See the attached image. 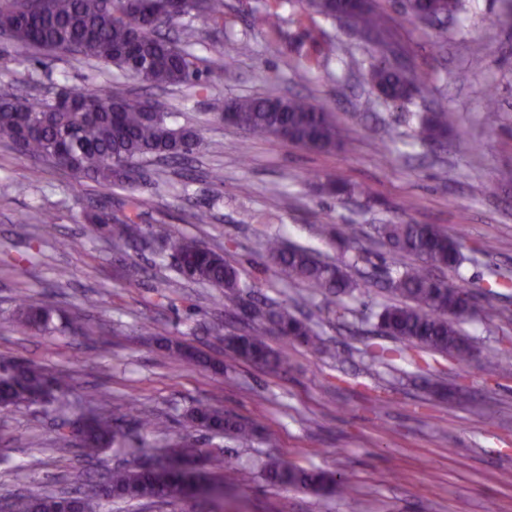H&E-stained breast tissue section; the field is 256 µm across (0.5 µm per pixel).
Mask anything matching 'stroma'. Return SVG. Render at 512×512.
I'll return each mask as SVG.
<instances>
[{
    "label": "stroma",
    "mask_w": 512,
    "mask_h": 512,
    "mask_svg": "<svg viewBox=\"0 0 512 512\" xmlns=\"http://www.w3.org/2000/svg\"><path fill=\"white\" fill-rule=\"evenodd\" d=\"M376 4L403 64L423 81L395 106L368 84L372 44L293 0H224L221 25L175 23L169 36L191 40L200 58L193 88H150L115 67L54 52L23 57L0 38V86L35 96L49 86L109 85L161 102L202 139L191 161L155 163L147 185L112 190L35 167L0 143V359L73 376L62 405L0 410V500L30 491L97 493L108 469L151 463L167 443L186 437L222 448L246 468L247 481L171 504L108 498L103 512H512V375L501 371L512 363V288L487 292L490 283L512 279V0H467L459 19L436 26L412 18L398 0ZM266 9L281 15L280 33L253 27V12ZM240 40L251 53L233 55ZM264 95L329 104L340 146L315 153L274 137L253 140L214 116L224 99ZM491 95L498 101L492 114L485 107ZM436 103L456 122L428 149L411 131ZM329 179L344 182L349 197L321 192ZM135 197L149 231L137 247L115 248L81 221L97 205L130 213ZM199 209L211 211L210 223L193 220ZM42 210L56 215L59 235L82 240L80 251L60 253L42 237L35 220ZM23 214L29 223H19ZM400 220L435 225L459 241L460 266L439 276L480 298L482 315L463 325L476 358L460 363L405 350L376 334L375 312L395 300L384 282L415 263L379 241L377 226ZM325 224L357 227L359 254L324 236ZM174 233L223 249L261 295L312 315L324 349L287 347L270 334L267 343L288 352L287 371L225 361L212 334L231 324L218 291L169 280ZM274 233L348 264L360 290L336 299L283 280L265 258ZM62 266L70 271L65 281L57 278ZM25 295L50 297L62 315H81L100 335L19 334L13 317ZM166 339L225 367L178 361L163 348ZM380 345L392 356L375 358ZM199 403L254 425L255 434L240 441L192 428L186 414ZM97 406L125 414L123 447L91 461L74 442L58 452V417L76 422ZM148 419L161 420L162 432L147 431ZM270 459L336 472L348 489L318 497L272 484L260 469Z\"/></svg>",
    "instance_id": "35a3bbf8"
}]
</instances>
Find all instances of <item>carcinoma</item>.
I'll return each mask as SVG.
<instances>
[{
	"label": "carcinoma",
	"instance_id": "obj_1",
	"mask_svg": "<svg viewBox=\"0 0 512 512\" xmlns=\"http://www.w3.org/2000/svg\"><path fill=\"white\" fill-rule=\"evenodd\" d=\"M167 0H0V34H6L20 48L31 51H66L86 60L110 64L127 75L151 86L193 87L201 77L198 57L186 45L162 34V29L182 18H205L215 23L224 19V0H176V9L158 22L152 15ZM432 19L454 18L464 9V0H433ZM311 15L335 21L347 3L343 0H302ZM281 18L276 12H256L252 25L279 32ZM351 26L360 31L386 33L385 19L372 0L359 6ZM369 80L373 88L383 87L390 99L401 103L412 97L411 88L419 87L415 76L380 62L371 65ZM273 96L237 98L236 112L229 123L250 139L278 136L286 131L290 141L310 150L326 151L336 147L337 130L331 110L300 96L286 98V105L274 109ZM173 113L159 103L138 95L124 94L104 86L95 92L59 90L36 102L20 99L11 89H0V141L15 146L34 162L67 169L81 178L110 189L114 186L141 185L142 166L150 157L172 162L184 160L201 147L199 132L172 121ZM454 124V114L446 109L428 112L414 129L413 139L421 146L438 143ZM138 214L114 218L105 209L88 213L85 220L108 232L120 246L143 238L145 228ZM42 234L55 239L62 250H77L76 239L55 237V217L37 219ZM325 233L346 246L355 247V229L346 224L331 225ZM377 233L390 251L408 255L416 264L388 281L391 292L402 299L384 306L377 314V329L386 336L403 341L408 348H420L449 355L467 362L474 347L461 329L467 316L457 296L468 292L463 285L448 284L433 271L458 262V242L429 224L399 222L380 224ZM170 248L173 271L183 280L207 284L224 293L225 306L237 317L258 323L262 331L245 328L218 330L224 350L230 358L263 366L273 371L287 368L282 352L271 348L263 333L273 332L289 342L320 348L321 337L310 321L297 316L288 303L260 302L253 297V285L242 280L236 267L224 259V252L202 245L194 238L179 236ZM267 259L287 278L341 298L352 294L359 284L340 264L321 260L313 251L287 247L278 236L265 242ZM56 307L47 298L26 302L14 318L15 327L29 336L54 330ZM165 349L177 359L199 364L207 360L181 344ZM72 376L65 371L48 374L28 362L0 364V406L19 407L47 403L66 393ZM193 427L223 432L241 440L250 438L252 428L208 406L199 405L188 413ZM123 432L114 416L96 410L78 431L76 440L92 456L105 448L121 444ZM192 444L175 441L168 445L166 464L153 468L121 467L107 477L112 498L128 501H177L192 495L200 479L192 472L175 471L170 462L181 459ZM219 473L231 468L221 450L203 453ZM271 482L318 495L332 493L343 486L333 475L270 462L265 465ZM74 512H100L99 499L93 495L31 493L7 503L10 512H62L65 504Z\"/></svg>",
	"mask_w": 512,
	"mask_h": 512
}]
</instances>
